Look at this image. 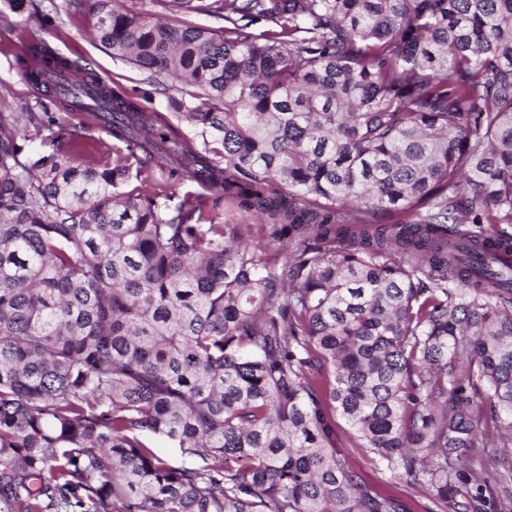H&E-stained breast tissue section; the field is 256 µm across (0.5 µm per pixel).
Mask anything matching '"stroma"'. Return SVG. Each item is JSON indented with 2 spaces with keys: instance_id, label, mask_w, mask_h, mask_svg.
<instances>
[{
  "instance_id": "35a3bbf8",
  "label": "stroma",
  "mask_w": 512,
  "mask_h": 512,
  "mask_svg": "<svg viewBox=\"0 0 512 512\" xmlns=\"http://www.w3.org/2000/svg\"><path fill=\"white\" fill-rule=\"evenodd\" d=\"M64 0H36L38 13L16 15L0 9V112H9L17 119L30 141L31 150L50 152V130L35 131L27 121L28 112L44 111L53 117L56 126L76 127L77 140L87 159L111 157L112 136L98 125L80 126L76 115L58 111L43 90L34 88L21 74L16 56L29 31L40 30L60 54L79 60L93 69L110 85H117L137 97L146 111L169 116L171 109L165 97L157 94L146 80L143 71L128 61L113 57L111 51L96 40L87 26L85 16L67 17L55 12V5ZM336 431L343 451L351 464L362 471L368 480L380 487H388L390 478L377 469L368 449L360 447L349 426L337 421Z\"/></svg>"
}]
</instances>
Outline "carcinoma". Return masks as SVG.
I'll list each match as a JSON object with an SVG mask.
<instances>
[{"label":"carcinoma","instance_id":"cac0c4a2","mask_svg":"<svg viewBox=\"0 0 512 512\" xmlns=\"http://www.w3.org/2000/svg\"><path fill=\"white\" fill-rule=\"evenodd\" d=\"M156 2L91 28L191 138L17 55L116 159L0 113V512H411L338 417L427 512H512V0ZM199 177L262 223L170 190ZM75 139L89 160L104 156L112 164V135L99 125L78 127ZM336 431L339 442L344 446L341 449L348 456L351 464L357 470L362 471L370 482L378 484L384 490L393 491V489L388 486L392 482L389 476L377 469L372 461L373 455L367 448H361L359 446V441L353 439V434L349 426L339 417L336 418Z\"/></svg>","mask_w":512,"mask_h":512}]
</instances>
